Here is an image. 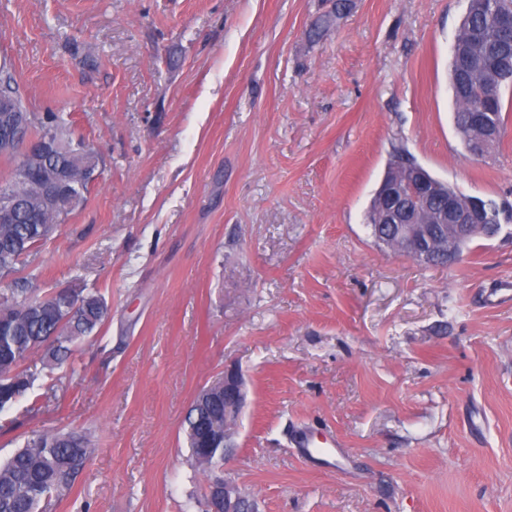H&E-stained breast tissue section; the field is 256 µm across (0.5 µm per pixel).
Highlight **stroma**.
<instances>
[{
	"label": "stroma",
	"instance_id": "1",
	"mask_svg": "<svg viewBox=\"0 0 512 512\" xmlns=\"http://www.w3.org/2000/svg\"><path fill=\"white\" fill-rule=\"evenodd\" d=\"M0 0V68L100 159L84 203L1 282L99 292L108 317L0 415L95 444L50 512H206L184 435L241 375L223 476L252 512H512V223L429 266L365 222L395 144L512 205V89L486 157L449 88L467 0ZM336 435L306 460L300 431ZM349 7L347 0H336L333 10L325 15L318 17L311 25L309 37L318 39L328 31L336 22V20L344 14Z\"/></svg>",
	"mask_w": 512,
	"mask_h": 512
}]
</instances>
